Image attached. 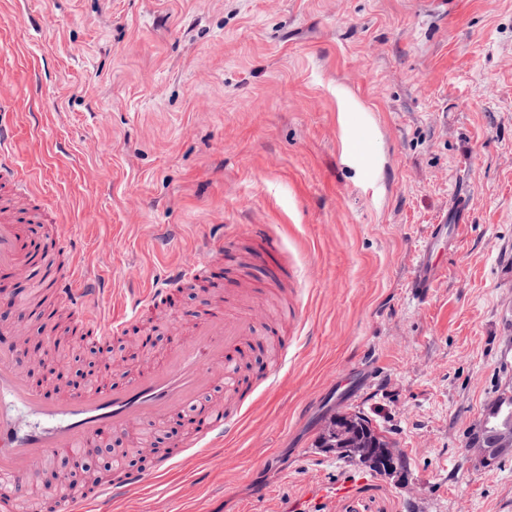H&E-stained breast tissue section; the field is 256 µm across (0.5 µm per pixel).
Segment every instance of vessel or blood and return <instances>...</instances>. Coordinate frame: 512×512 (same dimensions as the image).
<instances>
[{
	"instance_id": "vessel-or-blood-1",
	"label": "vessel or blood",
	"mask_w": 512,
	"mask_h": 512,
	"mask_svg": "<svg viewBox=\"0 0 512 512\" xmlns=\"http://www.w3.org/2000/svg\"><path fill=\"white\" fill-rule=\"evenodd\" d=\"M10 108V98L0 96V189L12 201L17 195L31 192L37 180L34 173L24 172L15 159ZM223 246L220 240L207 243L201 253L186 259L173 276L137 298L129 313L107 323L91 312L97 292L92 280L79 278L56 265L47 267L45 279L56 301L74 312L73 336H122L128 324L151 309L169 289L208 278L213 257ZM47 250L65 255L71 250L70 241L59 235L42 242L23 224L10 216H0V276L8 278L26 270ZM265 319L260 302H252L244 309L236 299H228L222 312L210 313L198 324L194 343L178 346L159 366L141 371L121 384L90 387L65 398L48 395L18 373L17 361L25 353L23 346H1L0 478L9 481L11 487L0 493V512H13L16 499L31 489L34 463L46 464L76 452L89 453L100 447L106 429L120 435L144 421H162L177 415L193 430L188 447L222 444L238 430L244 418L243 408L255 399L251 388L239 384L233 356L250 344ZM219 376L235 392L240 412L215 409L201 402V394ZM151 479L148 473L123 470L117 479L92 487L87 498L93 503L104 498L115 500Z\"/></svg>"
}]
</instances>
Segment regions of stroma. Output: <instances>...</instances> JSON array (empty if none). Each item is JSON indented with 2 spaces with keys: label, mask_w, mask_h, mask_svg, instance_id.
<instances>
[{
  "label": "stroma",
  "mask_w": 512,
  "mask_h": 512,
  "mask_svg": "<svg viewBox=\"0 0 512 512\" xmlns=\"http://www.w3.org/2000/svg\"><path fill=\"white\" fill-rule=\"evenodd\" d=\"M0 88L45 188L33 233L60 228L105 282L98 313L224 239L203 287L134 325L125 348L155 343L134 371L244 279L280 347L249 354L250 383L286 357L215 453L78 512H512V454L464 453L512 390V0H0ZM454 199L470 224L423 297L410 280ZM256 224L286 275L252 262ZM0 323L32 350L19 372L54 390L39 321ZM354 412L392 470L318 448Z\"/></svg>",
  "instance_id": "1"
}]
</instances>
